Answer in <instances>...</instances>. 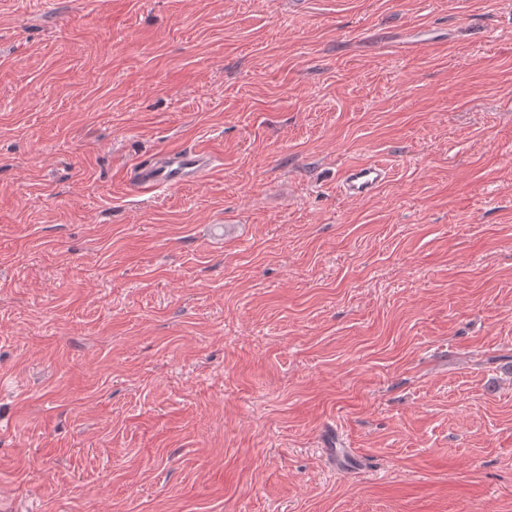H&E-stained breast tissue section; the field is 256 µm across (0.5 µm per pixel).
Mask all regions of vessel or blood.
<instances>
[{
    "label": "vessel or blood",
    "instance_id": "1",
    "mask_svg": "<svg viewBox=\"0 0 512 512\" xmlns=\"http://www.w3.org/2000/svg\"><path fill=\"white\" fill-rule=\"evenodd\" d=\"M215 160L214 154L199 147H184L138 162L132 170L134 186L142 192L158 188L173 189L199 179ZM383 165L371 163L346 170L340 190L351 197L375 191L386 179Z\"/></svg>",
    "mask_w": 512,
    "mask_h": 512
}]
</instances>
